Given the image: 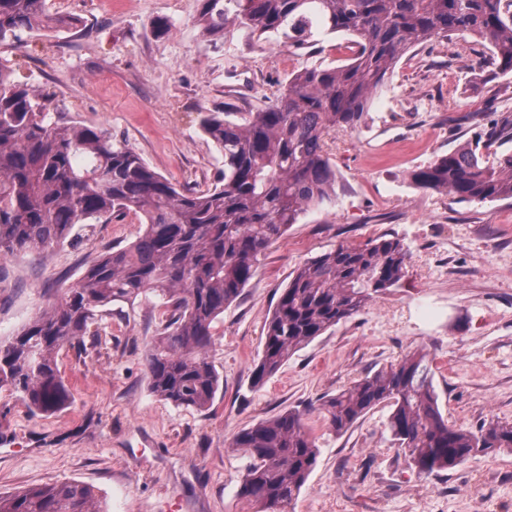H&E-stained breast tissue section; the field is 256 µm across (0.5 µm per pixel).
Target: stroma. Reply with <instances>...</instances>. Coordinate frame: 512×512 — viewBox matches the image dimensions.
<instances>
[{
  "mask_svg": "<svg viewBox=\"0 0 512 512\" xmlns=\"http://www.w3.org/2000/svg\"><path fill=\"white\" fill-rule=\"evenodd\" d=\"M65 24L0 42V63L49 92L50 111L107 131L179 187L222 184L224 157L199 112H256L297 72L341 63L342 33L294 50L238 24L212 36L199 0H47ZM167 18L165 35L152 32ZM488 50L451 37L405 53L365 120L326 138L336 199L308 210L271 245L216 324L212 352L224 390L210 408L177 407L148 386L146 353L164 308L147 294L113 306L96 328L104 350H64L68 408L36 414L0 394V494L77 481L108 512H256L238 499L248 460L231 448L241 429L279 412L306 411L318 464L290 512H512V452L469 458L424 476L392 446L389 408L336 434L312 410L406 353L427 355L449 423L512 421V199L460 202L418 189L410 173L467 145L512 115V76ZM140 216L75 225L47 255L0 256V340L78 281L87 261L134 241ZM411 252L399 287L297 352L264 385L251 368L264 324L296 268L340 242L381 235Z\"/></svg>",
  "mask_w": 512,
  "mask_h": 512,
  "instance_id": "obj_1",
  "label": "stroma"
}]
</instances>
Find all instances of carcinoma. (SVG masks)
I'll list each match as a JSON object with an SVG mask.
<instances>
[{"label":"carcinoma","mask_w":512,"mask_h":512,"mask_svg":"<svg viewBox=\"0 0 512 512\" xmlns=\"http://www.w3.org/2000/svg\"><path fill=\"white\" fill-rule=\"evenodd\" d=\"M198 24L215 35L237 22L258 38L296 50L312 27L354 37L348 63L306 68L273 104L240 117L205 112L202 132L224 154V184L183 190L151 170L105 131L52 120L48 95L0 64V255H41L77 224L129 212L145 220L128 245L90 262L60 300L0 341V391L35 413L69 399L58 357L99 344L91 330L115 302L152 292L165 323L146 357L152 393L175 406L205 409L224 385L210 351L214 324L254 276L259 256L309 209L335 194L336 170L323 149L332 128L362 123L373 94L411 48L471 36L491 52L496 74H512V0H200ZM64 24L46 0H0V41L20 31ZM489 141L512 140V119L493 123ZM482 140L414 169L417 187L460 201L512 199V154L484 161ZM410 252L384 236L339 243L298 267L265 321L252 374L262 384L295 353L399 286ZM387 430L422 475L452 470L478 454L512 451V422L472 430L448 424L427 355L413 352L320 400L317 410L340 434L379 406ZM231 447L249 458L237 496L257 512H287L317 464L319 448L304 413L290 409L237 433ZM0 512H106L78 482L23 488L0 496Z\"/></svg>","instance_id":"1"}]
</instances>
